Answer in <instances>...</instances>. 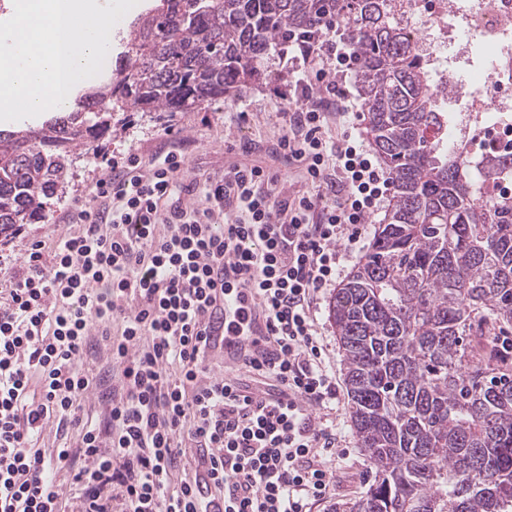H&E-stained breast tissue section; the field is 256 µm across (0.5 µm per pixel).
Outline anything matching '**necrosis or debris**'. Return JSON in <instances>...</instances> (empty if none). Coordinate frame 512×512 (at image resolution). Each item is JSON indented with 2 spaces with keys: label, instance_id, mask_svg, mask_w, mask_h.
Wrapping results in <instances>:
<instances>
[{
  "label": "necrosis or debris",
  "instance_id": "1",
  "mask_svg": "<svg viewBox=\"0 0 512 512\" xmlns=\"http://www.w3.org/2000/svg\"><path fill=\"white\" fill-rule=\"evenodd\" d=\"M397 21L428 54V68L447 83L459 106L448 116L460 149L471 139L512 150V0H396ZM490 50L479 82L459 80L453 67L470 61L473 43ZM453 46V57L441 54Z\"/></svg>",
  "mask_w": 512,
  "mask_h": 512
}]
</instances>
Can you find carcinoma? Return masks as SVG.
Wrapping results in <instances>:
<instances>
[{"mask_svg": "<svg viewBox=\"0 0 512 512\" xmlns=\"http://www.w3.org/2000/svg\"><path fill=\"white\" fill-rule=\"evenodd\" d=\"M344 28L367 131L393 185L369 251L332 295L350 421L371 464L335 512H512V198L474 177L512 155L448 140L449 90L394 22L392 0H160L128 34L110 83L41 127L0 130V242L41 218L77 147L114 112H184L263 78L292 36Z\"/></svg>", "mask_w": 512, "mask_h": 512, "instance_id": "obj_1", "label": "carcinoma"}]
</instances>
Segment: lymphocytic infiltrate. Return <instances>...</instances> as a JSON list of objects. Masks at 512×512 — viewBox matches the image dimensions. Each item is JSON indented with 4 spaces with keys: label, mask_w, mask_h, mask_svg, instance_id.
Masks as SVG:
<instances>
[{
    "label": "lymphocytic infiltrate",
    "mask_w": 512,
    "mask_h": 512,
    "mask_svg": "<svg viewBox=\"0 0 512 512\" xmlns=\"http://www.w3.org/2000/svg\"><path fill=\"white\" fill-rule=\"evenodd\" d=\"M277 54L297 92L278 146L311 193L284 197L253 165L177 200L181 156L132 154L72 201L78 232L0 254V512H197L204 489L224 512H311L328 495L338 387L319 300L389 179L363 138L325 128L351 98L336 25ZM234 287L252 289L269 347L227 380L204 320ZM92 339L117 378L96 422L81 413ZM56 422L73 442L41 448Z\"/></svg>",
    "instance_id": "lymphocytic-infiltrate-1"
}]
</instances>
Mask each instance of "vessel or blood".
I'll list each match as a JSON object with an SVG mask.
<instances>
[{
  "label": "vessel or blood",
  "instance_id": "b4317fda",
  "mask_svg": "<svg viewBox=\"0 0 512 512\" xmlns=\"http://www.w3.org/2000/svg\"><path fill=\"white\" fill-rule=\"evenodd\" d=\"M250 291L231 289L209 316L212 333L220 342L212 350L216 366L225 374H232L246 355L261 351L266 346L267 331L261 320L240 322L239 308Z\"/></svg>",
  "mask_w": 512,
  "mask_h": 512
}]
</instances>
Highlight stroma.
<instances>
[{"label":"stroma","mask_w":512,"mask_h":512,"mask_svg":"<svg viewBox=\"0 0 512 512\" xmlns=\"http://www.w3.org/2000/svg\"><path fill=\"white\" fill-rule=\"evenodd\" d=\"M289 80L287 70L273 53L265 63L262 83L242 88L236 98L211 101L164 119L153 112L118 113L109 135L93 148L75 154L73 175L63 193L52 200L44 218L25 225L23 233L7 244V251L17 256L31 239L49 243L71 232V225L65 222L70 202L85 194L116 156L135 154L148 159L159 151H175L186 162L182 175L186 182L219 179L237 165H258L277 177L285 195L309 191L299 168L277 154L278 133L290 107L282 98ZM336 447L344 457L336 462L335 482L328 497L316 503L312 512H333L335 505L359 496L370 468L368 456L351 431L348 397L343 392L336 402Z\"/></svg>","instance_id":"1"}]
</instances>
